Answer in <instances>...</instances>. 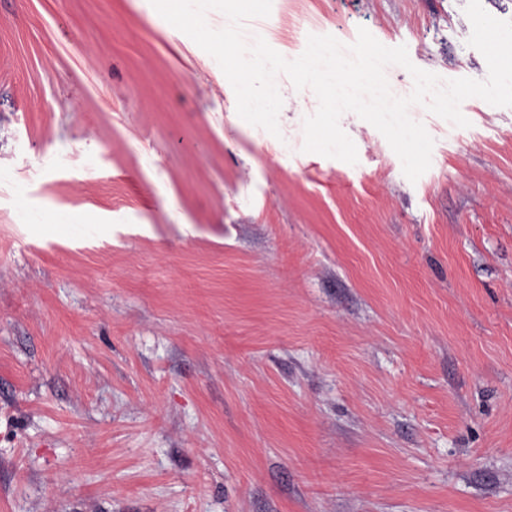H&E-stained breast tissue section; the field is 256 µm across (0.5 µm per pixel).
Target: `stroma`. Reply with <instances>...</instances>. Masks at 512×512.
Instances as JSON below:
<instances>
[{
  "label": "stroma",
  "instance_id": "1",
  "mask_svg": "<svg viewBox=\"0 0 512 512\" xmlns=\"http://www.w3.org/2000/svg\"><path fill=\"white\" fill-rule=\"evenodd\" d=\"M467 0H272L286 59L366 28L486 79ZM150 0H0V512H512V107L409 181L236 110Z\"/></svg>",
  "mask_w": 512,
  "mask_h": 512
}]
</instances>
